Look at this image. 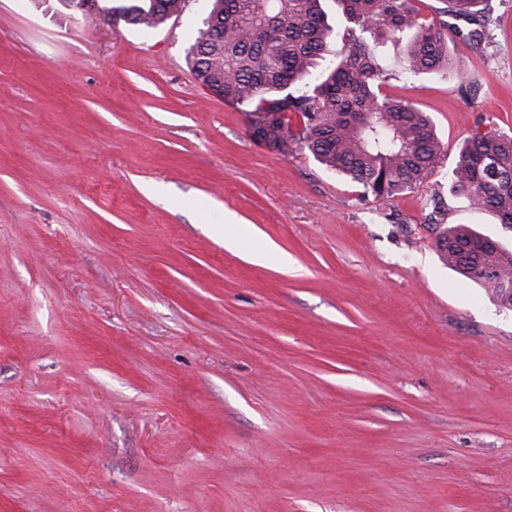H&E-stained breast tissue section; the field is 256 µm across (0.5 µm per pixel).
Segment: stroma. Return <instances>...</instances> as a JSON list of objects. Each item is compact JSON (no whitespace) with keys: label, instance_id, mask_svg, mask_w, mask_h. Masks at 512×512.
Returning <instances> with one entry per match:
<instances>
[{"label":"stroma","instance_id":"obj_1","mask_svg":"<svg viewBox=\"0 0 512 512\" xmlns=\"http://www.w3.org/2000/svg\"><path fill=\"white\" fill-rule=\"evenodd\" d=\"M490 7L493 43L448 33L462 77L383 85L442 152L378 201L195 78L210 0L148 35L0 0V512H512V311L422 206L512 247L447 192L465 139L512 136Z\"/></svg>","mask_w":512,"mask_h":512}]
</instances>
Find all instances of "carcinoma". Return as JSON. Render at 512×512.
<instances>
[{
  "instance_id": "cac0c4a2",
  "label": "carcinoma",
  "mask_w": 512,
  "mask_h": 512,
  "mask_svg": "<svg viewBox=\"0 0 512 512\" xmlns=\"http://www.w3.org/2000/svg\"><path fill=\"white\" fill-rule=\"evenodd\" d=\"M106 18L143 30L179 13L184 0H103ZM324 0H213L219 29H203L188 49L201 84L243 108L274 146L288 136L324 169L361 185L376 200L422 184L441 154L430 115L410 102L380 94L391 76L380 59L379 38L408 39L402 73L417 76L448 68V24L415 19L412 0H335L345 21H326ZM489 0H441L440 13L475 28L468 41L488 37ZM448 192L475 211L512 225V137L476 135L461 147ZM429 227L441 262L512 310V250L489 247L467 225H448L442 197Z\"/></svg>"
}]
</instances>
